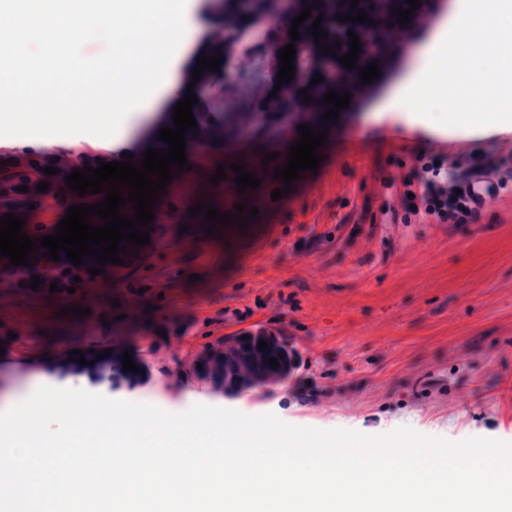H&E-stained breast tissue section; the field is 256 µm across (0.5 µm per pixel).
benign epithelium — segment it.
Instances as JSON below:
<instances>
[{"label": "benign epithelium", "instance_id": "7a95c632", "mask_svg": "<svg viewBox=\"0 0 512 512\" xmlns=\"http://www.w3.org/2000/svg\"><path fill=\"white\" fill-rule=\"evenodd\" d=\"M380 7L368 12L374 24L351 22L345 26L354 33L365 37L400 36L408 41L415 31L423 24L424 7L414 10L411 21L406 25L398 24L396 17L392 16V9L400 7L404 10L410 8L405 0H379ZM296 0H264L261 18L275 27V49L271 57L274 64H280L279 50L292 42L300 45L305 40L310 45H316L311 36V29H299L300 39L293 42L289 35L292 20L298 16ZM251 73L242 70L234 62L223 64L221 78L234 90L232 103L225 109L236 113L240 117L245 113H256L260 108L273 101L270 93L274 84L262 86L254 84L250 79ZM301 81L294 79L281 86L276 92V98L288 97L299 101L294 114L304 118H311L316 112H325L328 107L320 103V99L327 94L325 87L312 88L308 95L313 98L305 103L300 95ZM267 342V348L258 350L259 341ZM294 351L288 344V339L282 332L266 327L251 330H241L224 334V337L204 347L197 352L191 360L190 370L193 374L206 381L213 391L225 396H233L246 390L266 391L282 384L294 366ZM277 360L278 368L269 364V359ZM202 368H197V364Z\"/></svg>", "mask_w": 512, "mask_h": 512}]
</instances>
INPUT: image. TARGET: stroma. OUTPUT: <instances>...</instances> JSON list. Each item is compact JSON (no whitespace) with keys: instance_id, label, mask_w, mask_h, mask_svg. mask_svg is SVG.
<instances>
[{"instance_id":"1","label":"stroma","mask_w":512,"mask_h":512,"mask_svg":"<svg viewBox=\"0 0 512 512\" xmlns=\"http://www.w3.org/2000/svg\"><path fill=\"white\" fill-rule=\"evenodd\" d=\"M457 0H433L430 19L400 47L391 72L353 112L329 125L324 161L302 172L290 192L265 171L247 205V229L208 235L197 202L234 211L235 172L226 193L210 181L219 164L252 169L266 154L287 155L299 135L290 123L262 138L188 148L205 168L186 174L185 195L167 213L156 203L150 243L116 270L115 285L89 287L80 271L74 293L48 288L0 289V400L79 375L81 363L59 365L60 353L131 350L143 370L129 381L111 364L90 376L95 393L115 400L189 410V394L209 386L189 373L193 355L224 334L265 326L282 331L295 350L288 379L267 391L240 394L243 414H272L295 427L380 436L404 427L459 442L512 443V125L433 131L381 111L408 80L426 39L447 21ZM202 40L185 38L172 91L127 134L149 135L178 103ZM480 148L494 195L471 224H401L389 178L403 179L422 157L441 155L449 175ZM281 191L272 200V191ZM86 308V316L55 325L38 310Z\"/></svg>"}]
</instances>
